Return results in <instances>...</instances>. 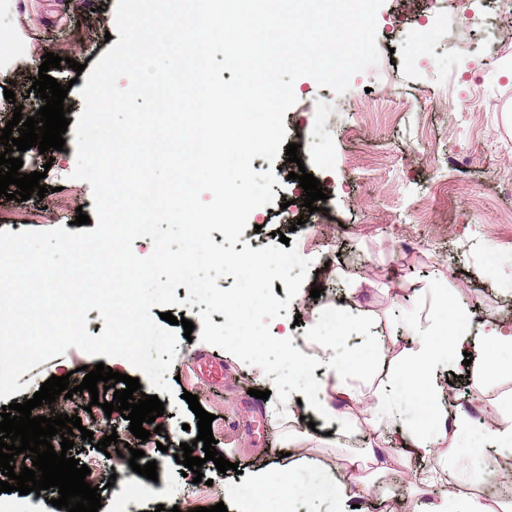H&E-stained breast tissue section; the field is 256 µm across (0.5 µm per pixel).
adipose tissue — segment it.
<instances>
[{
  "mask_svg": "<svg viewBox=\"0 0 512 512\" xmlns=\"http://www.w3.org/2000/svg\"><path fill=\"white\" fill-rule=\"evenodd\" d=\"M469 317L467 310L459 309L454 313V324L438 327L429 315H416L413 331L418 338V346L409 350L404 368L409 390L418 400L417 408L430 417H437L440 411L441 391L433 382L434 372L448 361H455L457 374H467L464 366V353L467 351V340L456 327V321H464ZM278 340L282 352L292 360L297 371H304L309 366H322L320 398H304L301 407L285 408V418H293L296 413H303L320 422H334L338 415L331 404L332 399L347 402H362L364 394L357 386L348 384L341 358L334 349L317 341H309L305 346H298L288 336L279 334ZM324 482L335 487L334 498L331 502L332 512H355V501L369 498L382 500L383 494L379 485L366 477L355 478L354 482L337 481L335 474H327Z\"/></svg>",
  "mask_w": 512,
  "mask_h": 512,
  "instance_id": "obj_1",
  "label": "adipose tissue"
}]
</instances>
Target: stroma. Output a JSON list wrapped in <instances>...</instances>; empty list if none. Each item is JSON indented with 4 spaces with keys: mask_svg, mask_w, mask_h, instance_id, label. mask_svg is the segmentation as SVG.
I'll return each instance as SVG.
<instances>
[{
    "mask_svg": "<svg viewBox=\"0 0 512 512\" xmlns=\"http://www.w3.org/2000/svg\"><path fill=\"white\" fill-rule=\"evenodd\" d=\"M117 0H0V87L12 89L14 100L0 95V129L11 120L15 102L27 112L39 110L41 100L30 87L38 77L46 52L70 44L73 58L94 66L109 50L105 40L108 18ZM486 13L501 31L488 44L467 13ZM377 45L381 60L355 74L346 92L322 87L310 77L297 80L296 103L286 112L285 143L299 146L300 163L284 157L251 162L256 171L273 170L278 179L275 201L263 207L252 226L241 235L257 250L273 244V232L287 234L299 254L309 259L307 280L290 299L287 317L278 331L301 339L335 338L322 316L342 311L351 323L341 348L356 368L347 382L366 393L400 390L404 360L415 343L410 323L419 304L431 307L437 324L450 321L454 308L469 310L478 324L512 321V193L504 184L512 178V125L503 114L512 108V77L503 65L512 61V0H384L377 12ZM61 151L48 156L38 148L22 155L23 172L46 171L45 197L24 202H0V230L14 233L68 227L77 214H92L91 185L74 178V131H66ZM305 167L320 180L327 196L320 211L302 205L291 172ZM319 298H311L312 286ZM443 288L447 304L434 302L430 291ZM181 339L165 379L169 392H154L165 411L159 417L164 431L142 441L129 435L119 412L105 414L91 406L87 394L66 400L69 414L93 423L95 440L111 431L125 434L130 447L143 450L146 459L160 463L156 491L127 490L139 512H155L157 505L174 500L197 507L223 501L225 489L245 487L246 475L263 463L283 464L285 456L308 458L309 469L284 474L290 493L304 512H327L331 492L307 499L304 481L321 469H337L358 451L357 437L368 447L391 449L399 445L400 430L436 435L438 451L422 460L405 456L379 478L393 503V512H418L427 487L403 481V471L435 469L446 475L443 492L463 496L485 492V467L512 468V450L494 448L497 429L512 423V353L501 352L500 371L492 377L473 372L454 390L447 412L469 415L487 406L495 421L487 425L471 419L468 433L448 437L425 420L412 404L402 407V422L382 420L360 404H338L340 435H323L307 421L281 422L270 408L277 398L273 383L259 367L222 352L227 383L220 392L196 385L193 351L205 349L199 332ZM104 363L113 371L140 377L141 372L121 357L97 359L77 348L68 349L24 373L22 391L9 400L31 399L51 376H62L82 366ZM269 391L268 400L253 406L251 390ZM197 395L202 408L214 414L212 433L216 449L239 466L219 473L206 463L205 480L193 483L183 465L171 462L169 451L197 437V419L183 392ZM167 451H160L159 442Z\"/></svg>",
    "mask_w": 512,
    "mask_h": 512,
    "instance_id": "stroma-1",
    "label": "stroma"
}]
</instances>
